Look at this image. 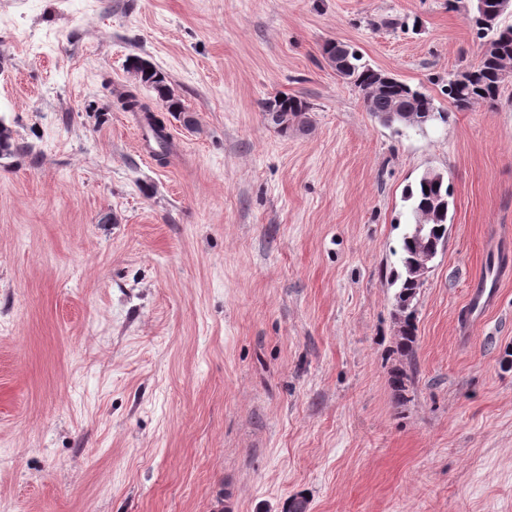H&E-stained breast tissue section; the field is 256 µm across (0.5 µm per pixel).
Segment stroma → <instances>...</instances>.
<instances>
[{
	"mask_svg": "<svg viewBox=\"0 0 512 512\" xmlns=\"http://www.w3.org/2000/svg\"><path fill=\"white\" fill-rule=\"evenodd\" d=\"M470 0H0V512H512V77L460 111ZM354 46L448 119L387 127L322 55ZM138 55L192 117L162 165ZM311 105L281 135L263 106ZM453 191L395 351L403 190ZM409 379L404 399L395 370ZM120 101L124 111L142 113V127L157 144V148L152 151L153 156L158 161L165 162L170 153V144L164 122L155 116V111L148 104L143 102L139 91L136 89L126 91ZM499 276L500 271L497 268L489 287L486 278L483 283L479 280L470 288L467 303V329L480 322L486 312L494 305L498 295L495 280H498Z\"/></svg>",
	"mask_w": 512,
	"mask_h": 512,
	"instance_id": "obj_1",
	"label": "stroma"
}]
</instances>
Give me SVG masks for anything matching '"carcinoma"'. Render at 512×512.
Returning <instances> with one entry per match:
<instances>
[{"mask_svg": "<svg viewBox=\"0 0 512 512\" xmlns=\"http://www.w3.org/2000/svg\"><path fill=\"white\" fill-rule=\"evenodd\" d=\"M500 7V0H472L471 22L479 38L491 44L489 57L480 66L469 72L465 68L448 78L446 92L453 106L458 110L497 100L501 92L503 79L499 77L498 64L507 58L512 61V25L502 20L491 26L481 23L480 17L492 15ZM341 53V59L347 70L348 81L363 95L368 112L384 125L405 126L422 129L436 121L445 122L448 113L438 109L433 99L426 93L411 87L395 78L389 83L381 81L385 72L362 61V56L349 44L342 43V49H336V41L330 39L322 46V54ZM152 72L145 73L141 85L153 93L155 100L163 102L168 111L186 112L180 99L170 97L168 75L153 64H148ZM121 107L126 112L142 113L141 123L157 144L153 156L160 162L167 160L170 153L169 135L163 121L158 119L154 110L143 102L138 90H128L121 97ZM411 114L412 120L404 122L390 119L393 108ZM309 103L296 95H276L264 105L263 116L267 124L280 134L303 128L309 124ZM18 153V147L8 127L0 128V158L11 157ZM404 201L408 203L412 222L407 224L400 245V268L393 271L390 285L396 288L394 300L400 316L397 326V349L409 357L413 354L417 340L416 310L413 301L422 283L418 282L413 270L416 256L428 252L437 255L446 242L448 235V215L453 205L452 193L440 172H424L418 181L408 185L404 191ZM423 225L421 233L416 226ZM442 232H437V229Z\"/></svg>", "mask_w": 512, "mask_h": 512, "instance_id": "carcinoma-1", "label": "carcinoma"}]
</instances>
